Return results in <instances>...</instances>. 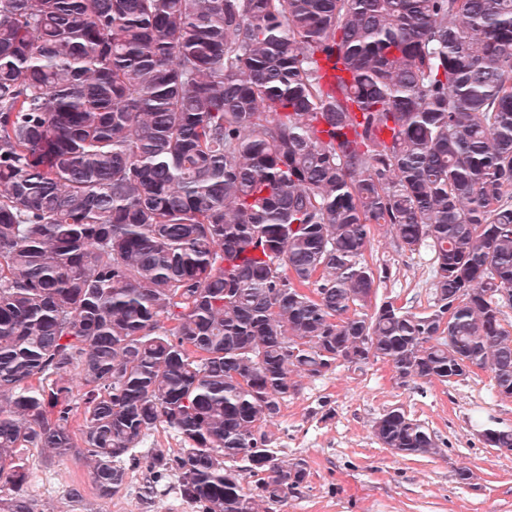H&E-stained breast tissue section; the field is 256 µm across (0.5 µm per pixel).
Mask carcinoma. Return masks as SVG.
<instances>
[{
    "instance_id": "cac0c4a2",
    "label": "carcinoma",
    "mask_w": 512,
    "mask_h": 512,
    "mask_svg": "<svg viewBox=\"0 0 512 512\" xmlns=\"http://www.w3.org/2000/svg\"><path fill=\"white\" fill-rule=\"evenodd\" d=\"M375 224L432 248V312L372 305ZM501 288L512 0H0V512H31L20 449L94 458L108 499L159 423L184 448L149 468L202 512H257L240 456L284 501L305 463L253 431L292 373L470 361L512 393ZM373 433L440 451L399 408Z\"/></svg>"
}]
</instances>
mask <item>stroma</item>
Wrapping results in <instances>:
<instances>
[{
  "instance_id": "35a3bbf8",
  "label": "stroma",
  "mask_w": 512,
  "mask_h": 512,
  "mask_svg": "<svg viewBox=\"0 0 512 512\" xmlns=\"http://www.w3.org/2000/svg\"><path fill=\"white\" fill-rule=\"evenodd\" d=\"M365 258L383 276L378 301L415 314L434 309L428 246L405 250L378 226ZM294 381L295 391L261 431L279 461H305L307 477L286 501H258V512H512V451L480 437L486 428L512 429V398L499 395L489 371L426 382L400 378L390 363L372 360L358 367L341 362ZM395 408L428 429L439 454L403 457L378 441L374 423ZM181 447L166 425L148 431L134 458L116 460L124 477L106 500L93 482L92 460L27 448L20 453L28 475L23 493L32 512H198L176 476L158 478L148 468L154 456H173ZM462 469L471 471L470 480H460ZM74 487L81 498L70 496Z\"/></svg>"
}]
</instances>
